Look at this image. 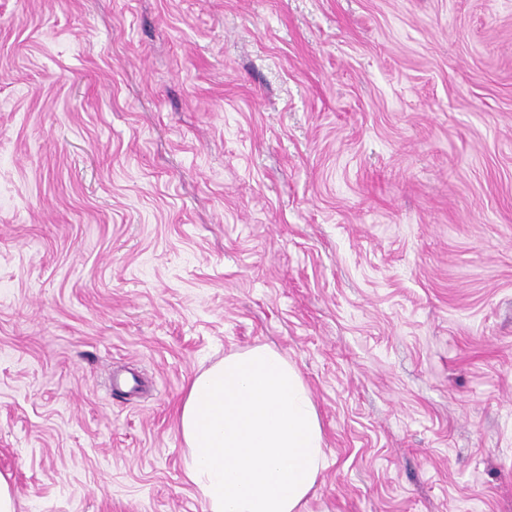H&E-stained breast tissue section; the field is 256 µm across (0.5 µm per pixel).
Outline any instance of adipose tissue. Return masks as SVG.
<instances>
[{
  "instance_id": "adipose-tissue-1",
  "label": "adipose tissue",
  "mask_w": 512,
  "mask_h": 512,
  "mask_svg": "<svg viewBox=\"0 0 512 512\" xmlns=\"http://www.w3.org/2000/svg\"><path fill=\"white\" fill-rule=\"evenodd\" d=\"M177 429L207 512H304L325 466L310 390L277 350L226 355L189 383Z\"/></svg>"
}]
</instances>
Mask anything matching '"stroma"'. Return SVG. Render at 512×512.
Instances as JSON below:
<instances>
[{"instance_id":"obj_1","label":"stroma","mask_w":512,"mask_h":512,"mask_svg":"<svg viewBox=\"0 0 512 512\" xmlns=\"http://www.w3.org/2000/svg\"><path fill=\"white\" fill-rule=\"evenodd\" d=\"M262 344L305 512H512V0H0L16 512H206L177 411Z\"/></svg>"}]
</instances>
